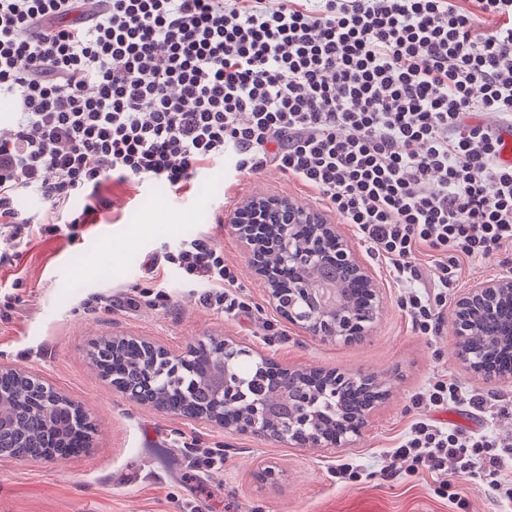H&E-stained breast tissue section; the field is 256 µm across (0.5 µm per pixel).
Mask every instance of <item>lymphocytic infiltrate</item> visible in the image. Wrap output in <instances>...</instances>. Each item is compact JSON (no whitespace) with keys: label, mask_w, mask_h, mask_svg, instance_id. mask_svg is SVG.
<instances>
[{"label":"lymphocytic infiltrate","mask_w":512,"mask_h":512,"mask_svg":"<svg viewBox=\"0 0 512 512\" xmlns=\"http://www.w3.org/2000/svg\"><path fill=\"white\" fill-rule=\"evenodd\" d=\"M268 2L0 0V237L29 244V195L57 235L95 223L105 186L186 191L229 152L316 191L437 335L463 263L512 249V0ZM175 260L234 310L223 253L194 238ZM496 445L420 419L383 470L480 472L512 503Z\"/></svg>","instance_id":"obj_1"}]
</instances>
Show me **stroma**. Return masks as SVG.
<instances>
[{
	"label": "stroma",
	"mask_w": 512,
	"mask_h": 512,
	"mask_svg": "<svg viewBox=\"0 0 512 512\" xmlns=\"http://www.w3.org/2000/svg\"><path fill=\"white\" fill-rule=\"evenodd\" d=\"M232 155L208 166L188 192L131 181L104 189L97 223L75 240L33 232L14 261L0 265V363L26 367L89 413L95 430L88 450L58 462L0 458V512H504L487 480L457 473L440 484L428 472L381 468L390 448L418 418L464 432L512 435V381L474 375L451 355L450 321L438 335L415 331L400 307L403 293L367 244L343 225L348 241L383 289L379 320L351 343L324 341L298 330L269 305L232 228L241 201L283 194L322 209L315 193L272 168L230 175ZM206 238L237 278L235 313L204 301L206 287L165 262L179 242ZM122 334L181 348L208 334L250 344L284 367L398 373L362 440L322 452L291 448L257 435H237L129 402L91 363L92 339ZM466 394L497 396L492 415L466 404L435 408L419 397L436 377ZM224 459L211 466V457ZM287 472L277 486L257 484L256 465ZM357 465V481L336 479L339 465Z\"/></svg>",
	"instance_id": "stroma-1"
}]
</instances>
